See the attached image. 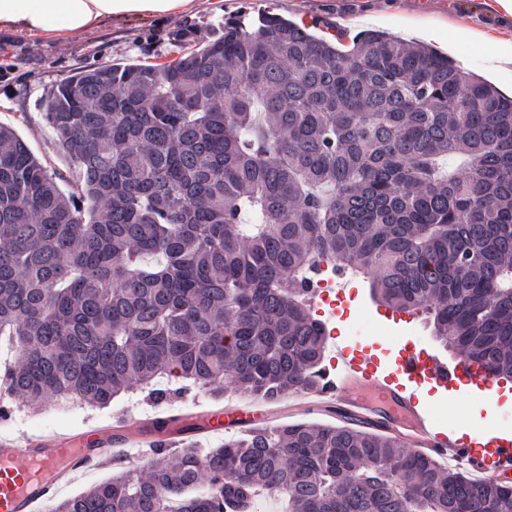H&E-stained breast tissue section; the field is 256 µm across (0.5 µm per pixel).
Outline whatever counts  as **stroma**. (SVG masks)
<instances>
[{"mask_svg": "<svg viewBox=\"0 0 512 512\" xmlns=\"http://www.w3.org/2000/svg\"><path fill=\"white\" fill-rule=\"evenodd\" d=\"M241 14L250 21L278 16L306 25L319 35L341 36L346 44L369 29L418 43L422 40L421 29H433L439 34L434 43L436 49L512 96V69L498 70L492 58V45L512 43V17L500 9L497 0H207L205 8L194 15L162 22L113 20L93 32L50 42L1 31L0 63L10 64L12 70L7 80L0 81V123L12 125L35 155L59 173L60 186H67L69 163L39 109L48 88L68 72L84 67L170 63L186 53L188 47L207 45L222 31L225 19ZM472 28L483 33L488 47L474 44L468 35ZM350 284L365 308L364 313L349 320L352 333L376 343L379 352H387L395 345L396 336L370 314L373 302L367 280L354 277ZM176 387V381L164 376L157 379L154 391L134 389L105 408L76 404L71 411L61 412L53 402L28 403L15 409L8 422H0V437L55 434L78 438L93 426L124 416L135 417L140 425L147 426L165 409L200 414L245 401L230 388L213 396L202 389L179 395ZM296 403V398L287 397L269 406L267 425L298 421L337 426L343 423L335 406L305 412L297 409ZM148 460L142 449H128L123 461L77 477L62 495L75 496L119 473L145 471Z\"/></svg>", "mask_w": 512, "mask_h": 512, "instance_id": "35a3bbf8", "label": "stroma"}]
</instances>
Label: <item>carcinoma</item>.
I'll return each mask as SVG.
<instances>
[{"label": "carcinoma", "mask_w": 512, "mask_h": 512, "mask_svg": "<svg viewBox=\"0 0 512 512\" xmlns=\"http://www.w3.org/2000/svg\"><path fill=\"white\" fill-rule=\"evenodd\" d=\"M40 110L72 192L0 124V336L15 353L0 388L14 403L104 407L162 375L269 402L309 390L326 360L310 288L323 264L512 379V98L447 56L226 20L172 64L74 71ZM260 492L288 512H512L511 481L306 422L156 448L145 475L55 512H226Z\"/></svg>", "instance_id": "1"}]
</instances>
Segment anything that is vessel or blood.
Segmentation results:
<instances>
[{"label":"vessel or blood","mask_w":512,"mask_h":512,"mask_svg":"<svg viewBox=\"0 0 512 512\" xmlns=\"http://www.w3.org/2000/svg\"><path fill=\"white\" fill-rule=\"evenodd\" d=\"M328 315L347 320L352 296L344 284L319 293ZM494 399L503 388L475 366L456 359L445 363L418 340L403 339L390 360H383L355 336L338 342L333 366L314 389L315 397L335 402L351 419L394 435L402 443L437 456H452L485 479L512 475V431L490 429L481 435L458 433L438 425L420 399L421 392ZM262 412L249 404L212 413L206 428L220 432L251 426ZM172 416H157L150 431L136 425L99 426L90 431V443L38 435L23 440L0 439V512H51L53 502L74 475L97 469L118 458L127 448L169 444Z\"/></svg>","instance_id":"obj_1"}]
</instances>
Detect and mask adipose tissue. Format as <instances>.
<instances>
[{"instance_id":"1","label":"adipose tissue","mask_w":512,"mask_h":512,"mask_svg":"<svg viewBox=\"0 0 512 512\" xmlns=\"http://www.w3.org/2000/svg\"><path fill=\"white\" fill-rule=\"evenodd\" d=\"M199 0H0V31L52 40L83 34L109 20H166Z\"/></svg>"}]
</instances>
